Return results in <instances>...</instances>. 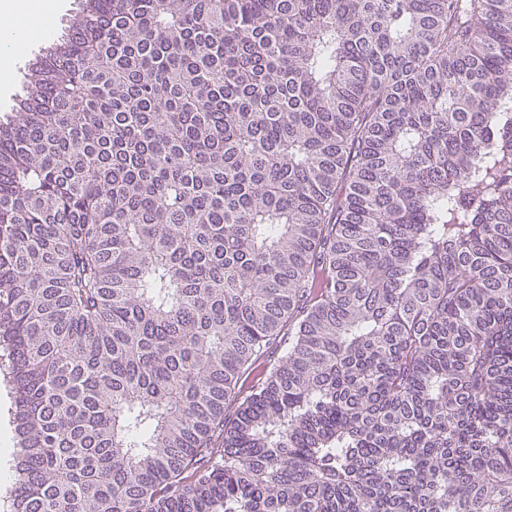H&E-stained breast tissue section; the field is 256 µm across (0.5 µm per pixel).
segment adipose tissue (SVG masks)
<instances>
[{"label": "adipose tissue", "instance_id": "adipose-tissue-1", "mask_svg": "<svg viewBox=\"0 0 512 512\" xmlns=\"http://www.w3.org/2000/svg\"><path fill=\"white\" fill-rule=\"evenodd\" d=\"M60 0H0V65L10 66L21 46L44 33Z\"/></svg>", "mask_w": 512, "mask_h": 512}]
</instances>
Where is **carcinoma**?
I'll return each mask as SVG.
<instances>
[{"label":"carcinoma","instance_id":"obj_1","mask_svg":"<svg viewBox=\"0 0 512 512\" xmlns=\"http://www.w3.org/2000/svg\"><path fill=\"white\" fill-rule=\"evenodd\" d=\"M0 379V512H512V0H85Z\"/></svg>","mask_w":512,"mask_h":512}]
</instances>
